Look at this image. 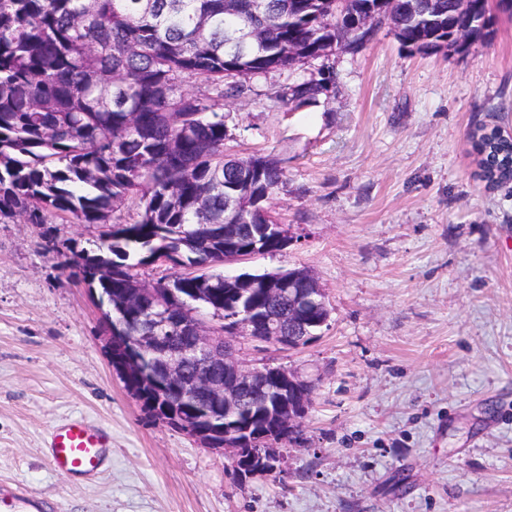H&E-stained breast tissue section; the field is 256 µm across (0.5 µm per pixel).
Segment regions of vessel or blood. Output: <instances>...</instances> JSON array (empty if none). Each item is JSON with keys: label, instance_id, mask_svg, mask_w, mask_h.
Segmentation results:
<instances>
[{"label": "vessel or blood", "instance_id": "b4317fda", "mask_svg": "<svg viewBox=\"0 0 512 512\" xmlns=\"http://www.w3.org/2000/svg\"><path fill=\"white\" fill-rule=\"evenodd\" d=\"M111 445L112 440L103 429L80 420H71L54 430L50 442V461L62 473L91 477L102 471Z\"/></svg>", "mask_w": 512, "mask_h": 512}]
</instances>
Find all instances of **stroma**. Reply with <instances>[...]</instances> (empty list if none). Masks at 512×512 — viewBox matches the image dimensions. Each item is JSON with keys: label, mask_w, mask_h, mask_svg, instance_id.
<instances>
[{"label": "stroma", "mask_w": 512, "mask_h": 512, "mask_svg": "<svg viewBox=\"0 0 512 512\" xmlns=\"http://www.w3.org/2000/svg\"><path fill=\"white\" fill-rule=\"evenodd\" d=\"M336 96L292 111L291 73L218 99L226 154L273 156L293 239L229 273L307 268L330 319L295 350L238 344L311 381L285 470L237 484L223 453L153 423L112 367L86 288L46 237L96 226L0 223V483L45 512H512V184L476 175L469 134L512 130V20L464 56L381 29L338 54ZM112 436L103 473H58L51 429Z\"/></svg>", "instance_id": "stroma-1"}]
</instances>
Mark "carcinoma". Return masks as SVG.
<instances>
[{"label":"carcinoma","instance_id":"carcinoma-1","mask_svg":"<svg viewBox=\"0 0 512 512\" xmlns=\"http://www.w3.org/2000/svg\"><path fill=\"white\" fill-rule=\"evenodd\" d=\"M0 0V221L48 224L68 217L100 228L94 249L57 251L62 266L86 288L112 293V314L145 336L155 311L142 296L137 268L172 252L174 303L187 320L176 344L196 335L191 311L203 302L225 318L238 293L255 310L288 313V291L269 289L266 275L242 286L233 276L201 273L262 242L268 253L288 242L267 232L277 223L268 202L286 183L272 156L224 154V113L182 88L185 77L208 82L217 95H239L238 80L273 71H303L281 93L298 110L335 94L333 66L318 57L336 39L355 54L370 41L336 18V0ZM485 43L489 0H473ZM458 0H392L388 23L413 51L438 54L465 25ZM269 30L261 44L248 29ZM478 175L491 185L512 171V142L476 127L470 134ZM133 200L138 219L111 224L115 204ZM268 395L246 393L237 422L261 433Z\"/></svg>","mask_w":512,"mask_h":512}]
</instances>
